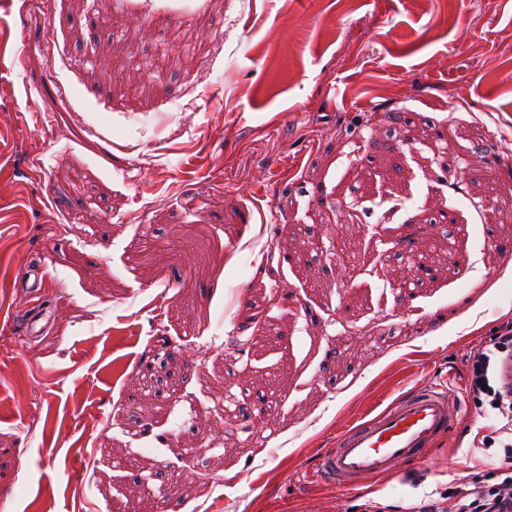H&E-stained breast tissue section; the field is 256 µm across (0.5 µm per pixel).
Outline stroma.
<instances>
[{"mask_svg": "<svg viewBox=\"0 0 512 512\" xmlns=\"http://www.w3.org/2000/svg\"><path fill=\"white\" fill-rule=\"evenodd\" d=\"M509 143L512 0H0L8 512L494 483L501 423L464 387L424 461L341 499L302 473L512 321V177L483 159Z\"/></svg>", "mask_w": 512, "mask_h": 512, "instance_id": "stroma-1", "label": "stroma"}]
</instances>
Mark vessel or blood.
Returning <instances> with one entry per match:
<instances>
[{
  "mask_svg": "<svg viewBox=\"0 0 512 512\" xmlns=\"http://www.w3.org/2000/svg\"><path fill=\"white\" fill-rule=\"evenodd\" d=\"M457 383L455 373H448L340 431L317 469L307 473V481L328 483L345 494L368 477L398 473L460 419L462 409L451 391Z\"/></svg>",
  "mask_w": 512,
  "mask_h": 512,
  "instance_id": "1",
  "label": "vessel or blood"
}]
</instances>
